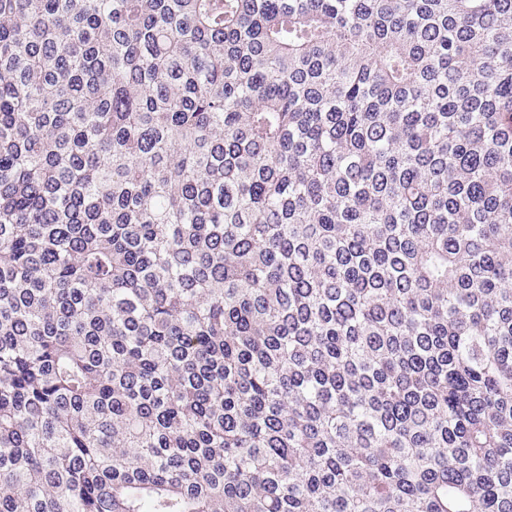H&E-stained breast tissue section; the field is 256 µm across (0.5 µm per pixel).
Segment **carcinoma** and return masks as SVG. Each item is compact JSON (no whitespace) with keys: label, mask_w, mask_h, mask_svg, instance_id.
Segmentation results:
<instances>
[{"label":"carcinoma","mask_w":512,"mask_h":512,"mask_svg":"<svg viewBox=\"0 0 512 512\" xmlns=\"http://www.w3.org/2000/svg\"><path fill=\"white\" fill-rule=\"evenodd\" d=\"M0 512H512V0H0Z\"/></svg>","instance_id":"1"}]
</instances>
